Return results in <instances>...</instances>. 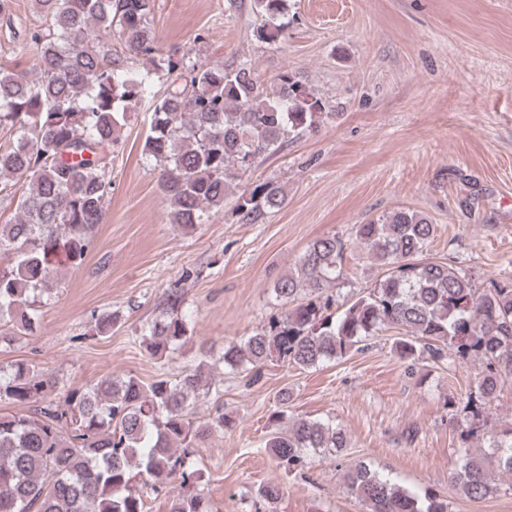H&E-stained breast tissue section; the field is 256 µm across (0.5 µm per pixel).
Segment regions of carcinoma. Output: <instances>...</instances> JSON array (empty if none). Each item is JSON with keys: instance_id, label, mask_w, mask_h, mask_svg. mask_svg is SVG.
<instances>
[{"instance_id": "obj_1", "label": "carcinoma", "mask_w": 512, "mask_h": 512, "mask_svg": "<svg viewBox=\"0 0 512 512\" xmlns=\"http://www.w3.org/2000/svg\"><path fill=\"white\" fill-rule=\"evenodd\" d=\"M33 7L45 20L25 46L34 50V75L0 64V127L15 136L0 145V193L15 181L28 184L17 218L0 224V347L37 329L58 267L83 264L111 191L106 166L138 104L149 101L153 112L143 152L162 167L170 221L186 231L224 207L231 185L256 159L329 116L287 72L270 90L245 64L164 55L151 28L154 0H33ZM254 8L255 36L281 37L287 0H254ZM164 76L172 81L157 97L154 78ZM284 200L279 183L259 185L240 206L243 220L256 223ZM436 232L426 215L410 209L355 225L356 244L383 276L338 307L327 291L346 279L348 243L334 234L315 239L275 284L282 318L225 345L221 359L233 371L274 354L312 368L395 328L402 331L394 348L403 360L477 362L474 390L454 430L458 447L482 434L491 452L461 456L449 482L466 498L487 501L502 486L492 471L512 478V423L490 428L486 412L512 376V281L492 279L480 289L466 268L426 258ZM188 320L182 296L170 292L140 346L152 357L179 350ZM121 321L116 312L98 314L96 334H112ZM202 368L147 384L105 376L54 402L46 400L53 378L22 361L1 366L0 402L27 411L0 414V512H145L138 479L157 496L171 495L170 483L179 480L169 512H209L199 490L203 473L187 448L231 420L219 411L207 426L192 421L205 390ZM265 447L297 476L309 454L333 455L348 442L330 422L297 419ZM346 484L368 512H447L436 492L408 491L362 462L348 471Z\"/></svg>"}]
</instances>
